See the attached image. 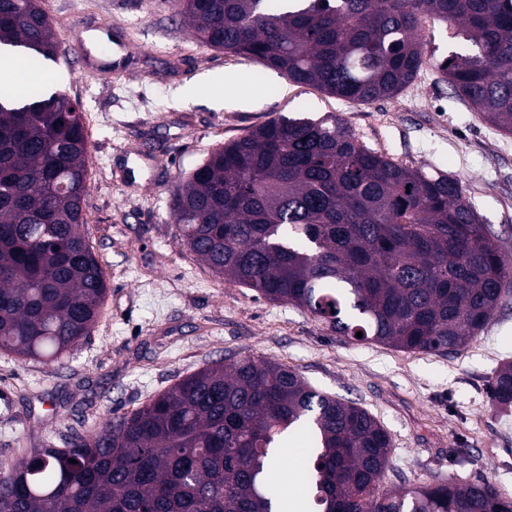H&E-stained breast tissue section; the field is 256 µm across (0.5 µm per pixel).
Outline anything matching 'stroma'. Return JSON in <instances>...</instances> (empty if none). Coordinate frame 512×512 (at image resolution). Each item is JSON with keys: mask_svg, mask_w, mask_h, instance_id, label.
Returning <instances> with one entry per match:
<instances>
[{"mask_svg": "<svg viewBox=\"0 0 512 512\" xmlns=\"http://www.w3.org/2000/svg\"><path fill=\"white\" fill-rule=\"evenodd\" d=\"M54 3L56 28L74 29L91 13L111 20L133 48L98 79L61 61L16 72L18 88L34 83L82 105L89 153L81 231L107 294L89 335L60 358L0 351V463L24 437L56 443L74 430L98 431L188 374L249 355L372 413L392 441L382 486L452 477L490 482L512 497V409L489 399L494 371L512 361V295L458 353L357 342L216 276L181 243L173 220L175 184L220 144L280 116L332 113L393 161L458 179L512 257V134L442 81L437 65L457 46L445 24L425 21L427 63L410 85L394 98L357 103L200 45L178 0Z\"/></svg>", "mask_w": 512, "mask_h": 512, "instance_id": "35a3bbf8", "label": "stroma"}]
</instances>
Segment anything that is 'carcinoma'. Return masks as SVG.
Returning <instances> with one entry per match:
<instances>
[{
	"mask_svg": "<svg viewBox=\"0 0 512 512\" xmlns=\"http://www.w3.org/2000/svg\"><path fill=\"white\" fill-rule=\"evenodd\" d=\"M197 40L328 95L391 98L425 63L426 17L460 42L437 65L512 134V0H181ZM0 46L57 62L40 0H0ZM0 91V351L58 358L95 325L103 268L80 233L88 143L78 100ZM180 241L215 275L307 311L321 330L457 353L512 292V257L458 180L392 161L340 118L278 117L211 152L175 190ZM512 407V362L491 379ZM305 426L317 512H512L490 483L381 486L391 441L368 410L284 364L215 363L93 434L0 465V512H284L270 469ZM76 463H70V460Z\"/></svg>",
	"mask_w": 512,
	"mask_h": 512,
	"instance_id": "carcinoma-1",
	"label": "carcinoma"
}]
</instances>
